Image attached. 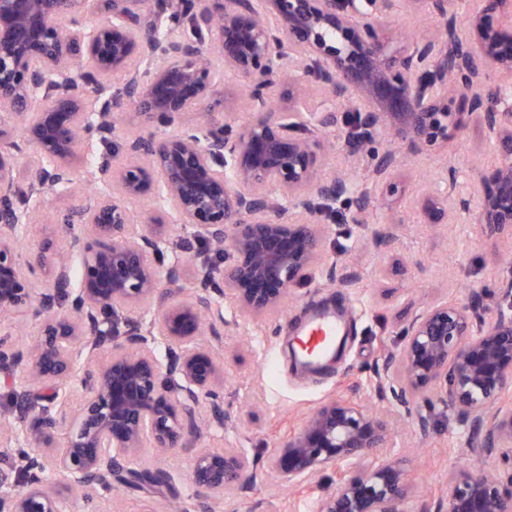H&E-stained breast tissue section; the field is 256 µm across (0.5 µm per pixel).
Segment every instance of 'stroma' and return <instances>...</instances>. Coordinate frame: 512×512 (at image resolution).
<instances>
[{
	"mask_svg": "<svg viewBox=\"0 0 512 512\" xmlns=\"http://www.w3.org/2000/svg\"><path fill=\"white\" fill-rule=\"evenodd\" d=\"M115 124L116 133L106 149L116 167L126 160L128 142L144 134L145 127L130 106L116 113ZM346 132L341 124L323 131L326 148L318 175L327 179L342 173L350 181L353 196L369 192L368 221L353 223L350 200L336 201L325 219L331 232L324 248L330 255L341 256L357 273L359 283L354 288L326 287L327 268L322 265L310 269L295 285L279 312L258 321L238 320L234 306L225 304L224 371L217 389L224 397L227 426L203 439H189L184 447L166 454L148 444L140 451L141 466L171 474L181 496L192 493L187 475L197 449L221 451L232 444L255 460L263 473L255 489L236 498L239 512H315L317 498L332 489L333 476L322 475L316 489H295L266 468L280 442L331 397L372 401L371 390L353 388L350 379L371 376L382 364V349H396L402 326L427 304L444 297L465 301L475 291L493 292L502 279L512 276V241L488 240L463 218L440 226L419 223L409 198L375 192L372 164L368 158L350 156ZM396 157L397 173L412 190L439 181L449 171L459 186H469L498 160L496 150L475 125L450 141L445 152L400 151ZM107 180V175H99L97 182L81 184L70 196L46 193L34 211L28 236L19 244L20 251L36 256L42 243L49 241L56 253H67L68 214L94 198L98 183ZM396 216L402 224L395 237L375 245L372 227L391 223ZM336 308L342 312L347 334L341 358L320 374L296 370L285 350L289 338L300 335L315 312ZM388 405L400 416L388 452L401 460L413 485L407 508L426 512L432 496L456 479L465 463L458 450L466 430L449 422L447 411L430 395L407 405L392 399ZM421 416L428 420V436L420 442L415 422ZM104 503L110 512H153L157 505L156 499L121 486L103 500L74 496L73 510L99 512Z\"/></svg>",
	"mask_w": 512,
	"mask_h": 512,
	"instance_id": "35a3bbf8",
	"label": "stroma"
}]
</instances>
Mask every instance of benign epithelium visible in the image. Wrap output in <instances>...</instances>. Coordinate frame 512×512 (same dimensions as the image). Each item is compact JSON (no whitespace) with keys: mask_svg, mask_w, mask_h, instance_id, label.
Masks as SVG:
<instances>
[{"mask_svg":"<svg viewBox=\"0 0 512 512\" xmlns=\"http://www.w3.org/2000/svg\"><path fill=\"white\" fill-rule=\"evenodd\" d=\"M105 22L80 21L86 0H0V313H45L34 348L0 337V375L9 410L0 416V446L20 453L0 469V512H64V492L88 498L119 484L143 489L172 483L136 467L145 442L164 452L185 435L224 428L214 391L219 352L203 344L224 324V298L238 317L255 321L280 310L309 269L325 264L328 205L350 192L342 175L318 177L319 134L350 112L360 145L398 141L413 152L436 150L470 124L498 148L499 163L476 194L454 183L417 203L423 224L465 214L495 240L512 238V100L488 102L489 67L512 78V0H474L461 25L451 0L424 2L439 35L393 37V0H99ZM237 74L253 116L207 119L170 131L184 114L210 109L215 68ZM125 77L121 98L104 79ZM288 76V111H268ZM328 89V103L308 107L306 81ZM341 107H336V103ZM130 105L153 131L131 142L109 189L71 213L70 249L81 261L79 286L61 260L38 289L36 265L17 243L30 213L10 196L23 135L29 195L68 193L80 153L115 130L112 113ZM382 196L405 193L393 156L374 171ZM280 191L295 215L273 205ZM152 196L149 227L132 223L126 202ZM182 233L168 234L167 222ZM188 257L190 292L160 289L158 259ZM489 295L466 304L440 300L402 328V346L386 352L372 388L378 400L407 403L429 392L468 427L461 452L477 466L448 486V512H512V314L493 311ZM69 302L65 313L55 312ZM148 306V320L131 311ZM166 345L165 360L156 344ZM81 387L74 400L65 384ZM210 401L202 413V400ZM65 448L53 443L69 418ZM394 420L362 402L332 398L288 436L269 467L296 485L335 477L316 512H406L409 494L399 459L381 455ZM59 474V486L49 475ZM258 473L238 448L199 450L188 474L193 503L184 512H220V504L257 485Z\"/></svg>","mask_w":512,"mask_h":512,"instance_id":"7a95c632","label":"benign epithelium"}]
</instances>
